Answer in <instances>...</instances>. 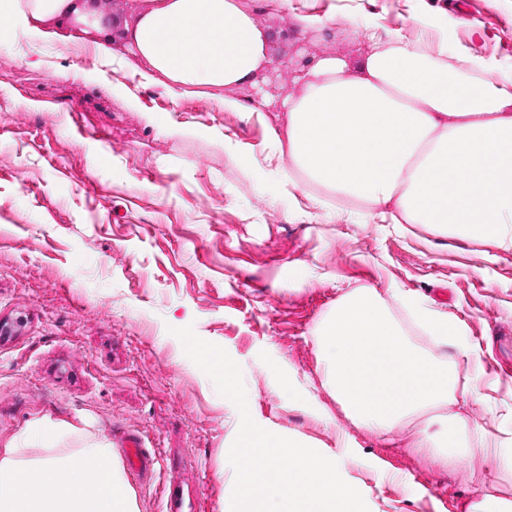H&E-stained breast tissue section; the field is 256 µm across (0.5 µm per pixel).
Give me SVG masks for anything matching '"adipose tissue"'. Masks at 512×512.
<instances>
[{
    "instance_id": "1",
    "label": "adipose tissue",
    "mask_w": 512,
    "mask_h": 512,
    "mask_svg": "<svg viewBox=\"0 0 512 512\" xmlns=\"http://www.w3.org/2000/svg\"><path fill=\"white\" fill-rule=\"evenodd\" d=\"M124 13L139 75L175 96L205 88L239 109L233 90L272 62V36L242 0H124ZM111 30L99 0H0L3 50L24 38L89 45L120 70ZM451 55L447 42L433 52L396 36L371 41L355 66L319 57L294 75L265 158L248 170L270 168L313 209L354 205L369 224H427L512 251V71ZM409 310L432 347L406 336L378 289L341 294L315 330L323 387L356 427L411 432L434 465L482 458L512 475V444L488 447L462 412L482 395L478 378L460 379L456 358L470 350L459 326ZM75 430L42 418L27 444L0 449V512H136L110 443L60 447Z\"/></svg>"
}]
</instances>
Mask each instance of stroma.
Returning a JSON list of instances; mask_svg holds the SVG:
<instances>
[{"label": "stroma", "instance_id": "35a3bbf8", "mask_svg": "<svg viewBox=\"0 0 512 512\" xmlns=\"http://www.w3.org/2000/svg\"><path fill=\"white\" fill-rule=\"evenodd\" d=\"M273 37V62L242 107L172 97L126 66L120 87L75 76L92 52L24 43L0 50V448L48 416L104 440L141 435L159 465L126 478L137 512H165L180 484L194 512H224L237 406L186 355L193 327L242 372L261 428L327 455L369 512H463L502 489L491 463L434 467L405 438L356 427L322 387L314 330L343 292L378 288L392 317L427 339L406 295L457 322L482 368L471 425L512 442V252L421 224H365L345 210L307 214L260 156L265 124L315 55L357 63L370 38L403 35L512 70V0H246ZM328 15L308 27L304 15ZM169 123L201 126L167 136ZM293 392L283 394L281 380Z\"/></svg>", "mask_w": 512, "mask_h": 512}]
</instances>
